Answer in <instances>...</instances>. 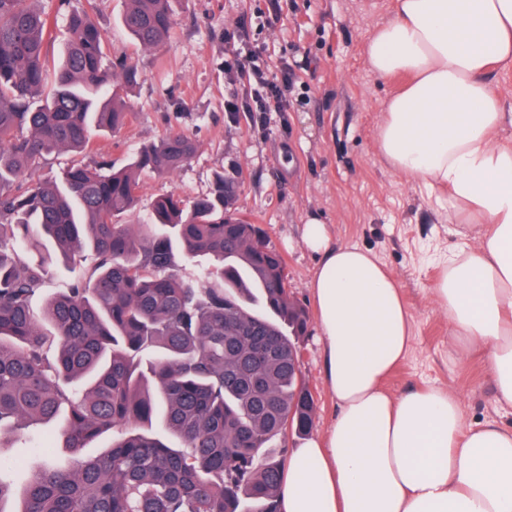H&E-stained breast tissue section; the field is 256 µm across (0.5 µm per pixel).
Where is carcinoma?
<instances>
[{
    "label": "carcinoma",
    "instance_id": "obj_1",
    "mask_svg": "<svg viewBox=\"0 0 512 512\" xmlns=\"http://www.w3.org/2000/svg\"><path fill=\"white\" fill-rule=\"evenodd\" d=\"M34 2L0 0V448L61 414L63 447L78 454L108 432L112 446L73 469L46 463L20 492L0 475V512H280L288 449L258 452L286 435L308 328L285 261L233 210L236 187L222 176L191 201L158 195L149 224L118 222L139 202L141 175L192 160L185 134L120 169L102 156L52 183L29 180L38 159L124 126V92L140 80L135 63L110 58L94 0L71 13L50 70L51 23ZM121 22L141 50L158 48L171 0H127ZM202 256L217 265L185 280L181 262ZM59 260L87 266L40 321L32 302Z\"/></svg>",
    "mask_w": 512,
    "mask_h": 512
}]
</instances>
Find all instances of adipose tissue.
Here are the masks:
<instances>
[{"label":"adipose tissue","instance_id":"adipose-tissue-1","mask_svg":"<svg viewBox=\"0 0 512 512\" xmlns=\"http://www.w3.org/2000/svg\"><path fill=\"white\" fill-rule=\"evenodd\" d=\"M364 60L378 78H410L384 100L374 149L463 225L430 294L458 355L485 356L497 405L512 409V145L496 139L512 113L489 81L512 67V0H395ZM303 239L320 257L309 288L337 412L292 450L282 512H512V428L466 425L439 388L388 393L412 346L398 280L317 217Z\"/></svg>","mask_w":512,"mask_h":512}]
</instances>
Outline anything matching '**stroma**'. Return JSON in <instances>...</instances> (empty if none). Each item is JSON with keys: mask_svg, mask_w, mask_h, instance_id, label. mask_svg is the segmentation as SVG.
<instances>
[{"mask_svg": "<svg viewBox=\"0 0 512 512\" xmlns=\"http://www.w3.org/2000/svg\"><path fill=\"white\" fill-rule=\"evenodd\" d=\"M95 2L112 58L134 57L141 79L126 92L131 121L94 144L118 167L168 134L185 133L198 144L179 173L145 176L136 210L120 223H145L159 193L174 189L191 200L224 175L239 184L238 213L264 230L267 245L285 260L290 291L308 308L319 257L302 236L306 219L316 216L333 240L370 248L403 287L414 340L387 389L443 388L460 397L465 423L493 418L487 361L458 360L448 318L429 295L440 262L459 241L455 227L374 150L382 102L405 78H377L365 68L363 50L373 26L393 18V0H173L169 41L139 53L120 24L125 0ZM251 61L271 81L292 70L283 111H254L259 88L245 70ZM303 347L318 432L336 403L324 383L317 330ZM53 432L40 427L31 433L32 447L0 450V468L24 484L40 464L38 446L51 443Z\"/></svg>", "mask_w": 512, "mask_h": 512, "instance_id": "1", "label": "stroma"}]
</instances>
